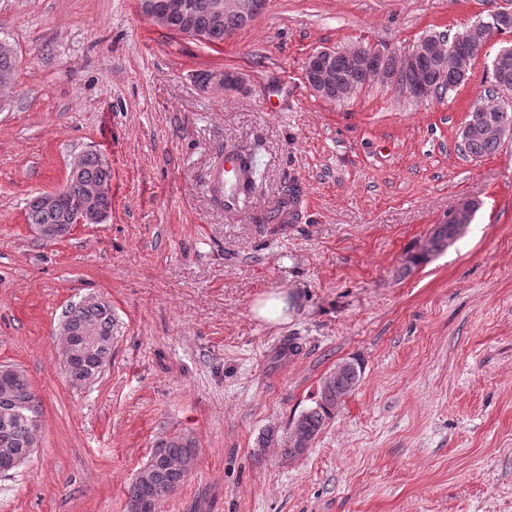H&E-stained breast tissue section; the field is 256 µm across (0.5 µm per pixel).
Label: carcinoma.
Segmentation results:
<instances>
[{"label": "carcinoma", "instance_id": "cac0c4a2", "mask_svg": "<svg viewBox=\"0 0 512 512\" xmlns=\"http://www.w3.org/2000/svg\"><path fill=\"white\" fill-rule=\"evenodd\" d=\"M155 10L166 16L164 28L178 35L182 30V15L172 9V0H154ZM193 14L195 26L207 38L210 45L224 43L227 35L242 29L243 23L234 15L224 16L217 27L213 26L209 3L211 0H186ZM480 33H472L467 26L455 36L447 39V52L442 60L421 62L423 71L439 74L437 89L445 93L460 85L468 75L461 70L459 60L471 57L474 42ZM332 78L325 84L322 98L336 100V82L349 84L358 90L370 79L384 77V73L371 65H363L351 60L342 53L336 54L331 64ZM489 82L497 98L512 96V45L504 47L492 61ZM470 119L479 129L467 135L464 154L480 157L495 152L501 144L489 125L495 119V112H474ZM79 183L66 182L60 189L61 200L53 208H47L39 198H33L28 206L26 219L29 224H59L62 215L77 205L81 192L97 190L108 185L111 180V167L105 165L95 153H86L78 158ZM460 235L458 226L448 220L436 224L426 239V254H414L404 264L406 270L444 251ZM64 321L72 330L89 328L96 333V347L92 356L83 361L64 360V371L69 383L81 387L86 381H95L112 358V331L114 319L112 306L107 302L99 305L77 303L70 306ZM363 363L353 358L339 364L320 386L314 405L302 411L291 427L296 433L293 444L283 449L287 457L300 454L320 434L332 419L336 407L354 390L361 381ZM39 402L26 375L16 369L8 378L6 386H0V455L6 451L24 453L31 448L30 441L38 427ZM155 447L163 449L160 455L151 454L146 464L139 470L128 487V512H157L158 505L174 494L184 483L195 466L197 456L193 438L184 435H171L161 438Z\"/></svg>", "mask_w": 512, "mask_h": 512}]
</instances>
